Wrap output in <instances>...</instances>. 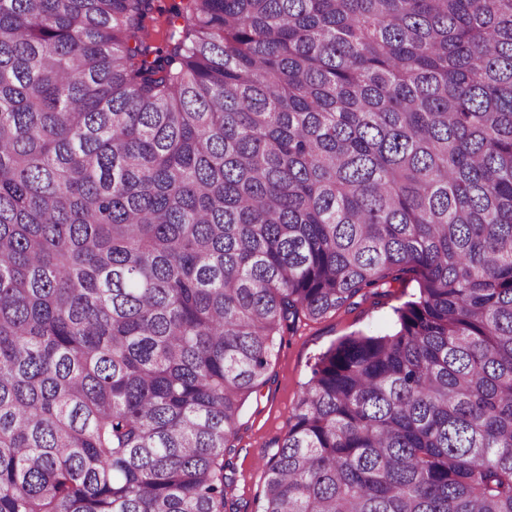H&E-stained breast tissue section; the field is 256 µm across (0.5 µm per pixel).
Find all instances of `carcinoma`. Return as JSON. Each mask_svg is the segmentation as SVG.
<instances>
[{"label": "carcinoma", "mask_w": 512, "mask_h": 512, "mask_svg": "<svg viewBox=\"0 0 512 512\" xmlns=\"http://www.w3.org/2000/svg\"><path fill=\"white\" fill-rule=\"evenodd\" d=\"M0 0V512H512V0ZM173 3L174 2L172 0H157L155 2L157 10L152 14V18H149L146 21L150 32V42L154 46L162 45L169 33L170 14L168 9ZM420 275L406 272L378 290H363L347 305L318 321L304 320L285 333L268 372V381L248 398L235 445L243 448L233 460L237 468L235 508L256 512L264 483V467L256 465L267 445L282 438L288 419L311 376L317 358L334 343L354 333L383 334L394 326L395 309L419 295ZM377 292V294H372ZM365 295L362 296V294Z\"/></svg>", "instance_id": "obj_1"}]
</instances>
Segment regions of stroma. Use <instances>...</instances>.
Segmentation results:
<instances>
[{
	"label": "stroma",
	"instance_id": "35a3bbf8",
	"mask_svg": "<svg viewBox=\"0 0 512 512\" xmlns=\"http://www.w3.org/2000/svg\"><path fill=\"white\" fill-rule=\"evenodd\" d=\"M420 276L408 272L377 293L356 296L347 305L318 321H303L296 332L284 335L268 372L267 382L248 398L240 418L235 459L237 512H256L264 471L256 464L267 445L282 438L288 419L311 376L317 358L334 343L354 333L382 334L392 329L396 308L419 294Z\"/></svg>",
	"mask_w": 512,
	"mask_h": 512
}]
</instances>
